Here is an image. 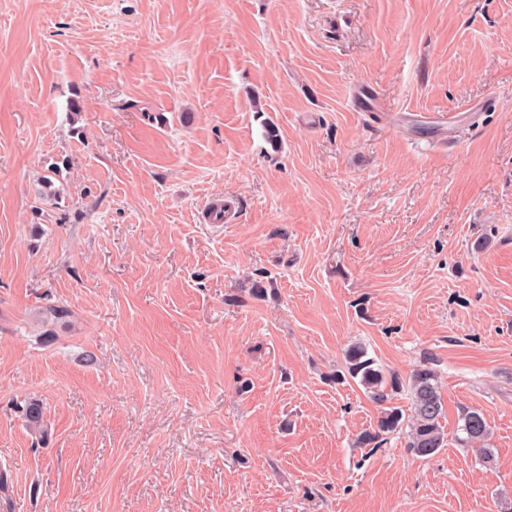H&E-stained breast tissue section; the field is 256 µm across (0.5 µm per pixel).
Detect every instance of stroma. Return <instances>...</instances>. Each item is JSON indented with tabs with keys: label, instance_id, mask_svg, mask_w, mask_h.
<instances>
[{
	"label": "stroma",
	"instance_id": "obj_1",
	"mask_svg": "<svg viewBox=\"0 0 512 512\" xmlns=\"http://www.w3.org/2000/svg\"><path fill=\"white\" fill-rule=\"evenodd\" d=\"M354 345L435 370L447 447H355ZM1 473L0 512H512V0H0ZM462 421L459 430L465 434V437L460 439L464 444L471 446L488 438L489 426L480 410H467L462 416Z\"/></svg>",
	"mask_w": 512,
	"mask_h": 512
}]
</instances>
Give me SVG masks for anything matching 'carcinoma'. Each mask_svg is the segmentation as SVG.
<instances>
[{
  "label": "carcinoma",
  "instance_id": "1",
  "mask_svg": "<svg viewBox=\"0 0 512 512\" xmlns=\"http://www.w3.org/2000/svg\"><path fill=\"white\" fill-rule=\"evenodd\" d=\"M346 367L351 378L370 393L371 398L384 405L391 396L409 387L413 395V412L405 418L397 407H389L381 412L374 431H365L356 439L359 448H377L382 435L395 432L403 426L409 427L408 448L419 456H429L447 445V438L441 429L440 419L444 416V402L438 390L437 375L426 364L419 365L403 381L397 376H386L376 367L374 359L360 345L352 346L346 353ZM460 431L465 434L462 442L466 445L481 443L488 438L489 426L481 411L472 409L462 416Z\"/></svg>",
  "mask_w": 512,
  "mask_h": 512
}]
</instances>
